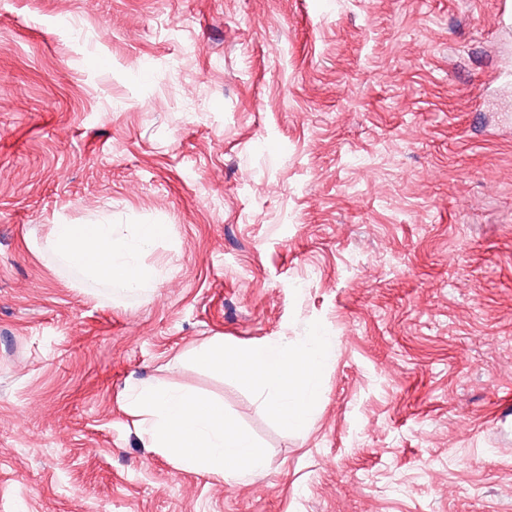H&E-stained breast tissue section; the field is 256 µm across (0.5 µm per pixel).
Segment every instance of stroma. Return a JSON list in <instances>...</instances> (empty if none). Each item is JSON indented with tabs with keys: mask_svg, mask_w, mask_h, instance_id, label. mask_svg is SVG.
I'll use <instances>...</instances> for the list:
<instances>
[{
	"mask_svg": "<svg viewBox=\"0 0 512 512\" xmlns=\"http://www.w3.org/2000/svg\"><path fill=\"white\" fill-rule=\"evenodd\" d=\"M504 5L0 0V512H512ZM57 224L167 225L157 277L83 276ZM315 333L301 433L190 358ZM147 381L223 400L266 472L178 469Z\"/></svg>",
	"mask_w": 512,
	"mask_h": 512,
	"instance_id": "obj_1",
	"label": "stroma"
}]
</instances>
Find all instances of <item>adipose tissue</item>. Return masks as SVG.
<instances>
[{
  "instance_id": "ef3b65f1",
  "label": "adipose tissue",
  "mask_w": 512,
  "mask_h": 512,
  "mask_svg": "<svg viewBox=\"0 0 512 512\" xmlns=\"http://www.w3.org/2000/svg\"><path fill=\"white\" fill-rule=\"evenodd\" d=\"M165 233L162 224H139L130 233L112 224H57L46 246L90 277L116 279L133 288L155 277L154 269L139 261L137 251ZM326 357L323 339L317 335L300 347L262 345L231 350L217 340L193 353L201 367L266 390L268 414L294 432L304 430L316 410ZM127 409L139 418L151 447L165 449L183 470L236 482L267 467L260 446L245 432L227 426L221 401L149 382L128 393Z\"/></svg>"
}]
</instances>
